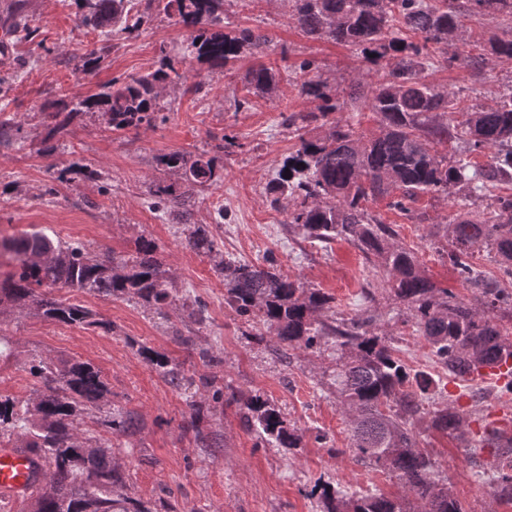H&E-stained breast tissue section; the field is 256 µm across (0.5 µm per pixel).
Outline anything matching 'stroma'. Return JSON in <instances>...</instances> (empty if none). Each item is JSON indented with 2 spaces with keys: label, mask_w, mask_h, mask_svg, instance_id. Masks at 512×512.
<instances>
[{
  "label": "stroma",
  "mask_w": 512,
  "mask_h": 512,
  "mask_svg": "<svg viewBox=\"0 0 512 512\" xmlns=\"http://www.w3.org/2000/svg\"><path fill=\"white\" fill-rule=\"evenodd\" d=\"M28 10L38 20L47 49L34 50L20 39L9 44L12 56L26 62L9 106L23 127L25 144L0 147V233L41 229L63 241L80 242L91 254L117 256L134 253L139 237L152 238L177 290L204 301L209 322L198 327L178 305L163 321L125 299L59 291V298L81 303L110 322V329L63 325L27 309L1 315L0 336L9 340L10 354L0 359V393L21 401L34 397L39 384L29 372V362L36 354L99 369L113 407L130 412L133 419L127 432L112 438L129 474L127 493L154 510L167 503L177 512H319L310 491L321 480L354 490L402 494L395 474L368 468L349 453L350 424L328 384L331 358L296 348L279 358L271 342H257L256 324L236 317L225 304L224 280L215 273L211 258L187 247L180 225L160 220L149 206L152 186L176 180L158 163L159 155L195 153L214 137L235 136L236 145L224 158L223 182L198 193L190 223L204 225L224 253L255 264L274 258L283 273L335 297L344 317L364 312L362 290L374 287L382 316L378 328L393 334L400 357L411 369L437 373L425 341L405 323L406 310L374 277V264L348 242L323 247L304 239L288 228L285 210L269 205V184L296 142L293 132L280 126L279 114L314 107L299 93L303 76L295 72V64L315 60L322 77L336 82L341 92L375 83L377 66L353 48L306 37L290 24L286 0H228L225 10L232 26H258L272 39L263 62L279 74L275 96L255 97L248 108H235V100L246 97L242 78L255 64L245 54L230 71L211 78L204 97L179 89L163 92L171 110L164 124L117 132L98 118L84 117L69 126L55 152L43 153L41 114L51 103L94 93L112 79L158 65L160 46L179 45L188 33L165 16L150 15L138 33L114 38L96 71L85 76L74 71L71 60L91 49L97 36L76 29L73 0H28ZM430 79L458 92L464 101L490 104L512 84V61L475 69L444 67ZM88 164L108 175L111 192L100 191L98 183L82 177ZM60 171L67 179L59 184L56 201L41 198L43 185ZM415 208L425 214L423 223H411L388 199L369 205L437 287L476 301L474 289L438 252L445 240L438 237L437 227L454 212L449 198L427 195ZM183 335L194 337V349L180 343ZM142 345L181 363L193 386L184 391L167 384L139 355ZM205 352L217 356V363L203 362ZM212 377L231 384L240 395L260 392L273 400L288 422L303 431L302 448L288 454L258 444L242 424L238 407L213 399L211 389L202 386V379ZM452 391L481 397L469 434L452 438L422 423L417 427L419 446L437 462L440 479L467 512H512L510 505H493L485 492L498 459L493 448L482 446L484 433L479 429L496 410L512 412V394L501 392L486 373L466 381L446 380L426 400V411L442 406ZM192 399L217 447H203L185 431Z\"/></svg>",
  "instance_id": "35a3bbf8"
}]
</instances>
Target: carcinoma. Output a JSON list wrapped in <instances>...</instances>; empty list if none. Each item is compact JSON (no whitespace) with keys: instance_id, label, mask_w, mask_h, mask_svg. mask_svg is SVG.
Returning <instances> with one entry per match:
<instances>
[{"instance_id":"carcinoma-1","label":"carcinoma","mask_w":512,"mask_h":512,"mask_svg":"<svg viewBox=\"0 0 512 512\" xmlns=\"http://www.w3.org/2000/svg\"><path fill=\"white\" fill-rule=\"evenodd\" d=\"M224 2L75 0L76 26L99 34V44L74 65L85 75L98 66L113 37L139 30L145 12L164 14L190 36L154 70L117 79L95 94L61 100L45 113L40 151H55L57 137L87 114L101 117L114 131L156 126L166 119L161 90L183 85L181 69L194 60L208 65L207 77L212 78L245 51L264 55L268 36L250 28L228 29ZM471 16L490 23L512 21V0H288L289 22L307 37L352 46L374 64L384 60L386 66L374 86H358L350 93L352 102L362 103L357 111L365 106L378 118L377 132L369 137L336 117L345 103L326 93L321 76L310 75L317 69L314 62L298 65L299 73L308 76L300 93L318 105L305 113L281 115V124L294 131L297 144L270 187L271 207L279 209L288 200L289 226L311 241L345 240L366 257L381 259L386 292L408 311L413 332L454 379L479 374L499 359L512 360V326H504L495 315L506 310L512 317V291L489 282L472 262L475 252H492L512 277V194L486 199L491 187L512 184V87L490 107L477 102L464 107L426 74L441 64L512 60V25L503 36L474 40L464 24ZM10 19L6 33L21 30L36 48H44V41L37 40L40 26L25 11V0H14ZM433 47L442 54L431 52ZM23 67L16 62L0 76V145L24 144L21 126L6 115L13 72ZM245 80L249 89L267 97L279 83L278 73L264 64L253 67ZM234 144V137L225 134L193 157L179 151L159 156V164L179 174L181 184L154 187L151 205L161 218L183 226L192 249L213 259L215 272L224 277L229 308L266 328L258 341L269 334L281 346L320 355L328 351L336 357L330 386L350 420L351 451L366 466L396 474L404 494L348 492L318 482L310 495L318 498L320 512H466L439 482L436 462L418 446L416 425L432 379L411 373L388 333L372 329L377 316L366 311L341 317L331 296L283 274L271 260L261 266L224 258L206 227L188 223L196 190L223 181V155ZM485 150L487 164L472 161ZM424 194H444L456 204L455 217L444 225L446 257L479 292L481 305L436 287L413 253L393 242L392 229L368 210L369 201L389 196L394 209L416 221L419 214L412 204ZM479 199L486 204L471 209ZM156 250L143 236L129 257L93 256L81 243L53 239L43 231L0 237V255L10 251L17 260L16 269L0 278V306H33L62 324L110 328L84 305L52 296L72 289L133 300L164 320L180 300L198 325H206L205 305L178 297ZM139 353L174 388L193 385L180 363L145 346ZM29 372L42 385L35 398L22 402L0 394V444L28 448L46 466L41 486L29 497L30 512H153L125 493L126 470L114 461L112 446L80 434V409L109 393L100 370L87 362L35 355ZM213 398L237 404L242 423L259 443L290 452L302 447L300 429L269 398L255 393L242 399L221 387L214 389ZM188 406L185 429L213 447L197 402ZM105 425L124 432L132 418L118 409ZM430 426L463 438L470 419L446 404L433 411ZM500 452L505 460L492 476V496L499 503L512 502V439Z\"/></svg>"}]
</instances>
